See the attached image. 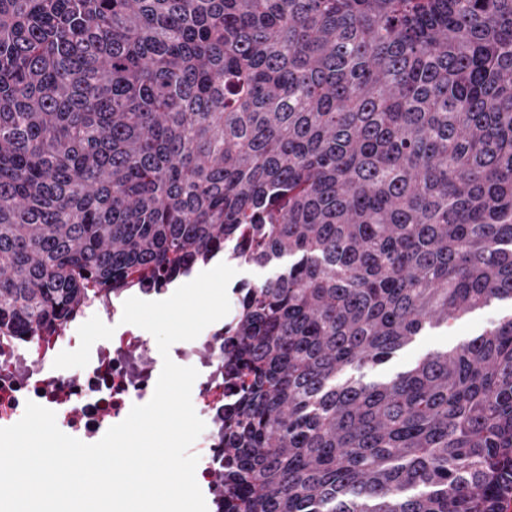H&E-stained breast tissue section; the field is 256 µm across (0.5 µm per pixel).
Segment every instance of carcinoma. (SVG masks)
I'll use <instances>...</instances> for the list:
<instances>
[{
  "label": "carcinoma",
  "instance_id": "cac0c4a2",
  "mask_svg": "<svg viewBox=\"0 0 512 512\" xmlns=\"http://www.w3.org/2000/svg\"><path fill=\"white\" fill-rule=\"evenodd\" d=\"M218 254L223 512H503L512 0H0V332ZM512 315V301L493 302L490 306L463 316L448 330H428L398 351L385 363L367 372V380L391 378L406 371L419 359L435 351L451 349L477 335L492 322Z\"/></svg>",
  "mask_w": 512,
  "mask_h": 512
}]
</instances>
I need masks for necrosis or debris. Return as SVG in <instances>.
Masks as SVG:
<instances>
[{
	"instance_id": "obj_1",
	"label": "necrosis or debris",
	"mask_w": 512,
	"mask_h": 512,
	"mask_svg": "<svg viewBox=\"0 0 512 512\" xmlns=\"http://www.w3.org/2000/svg\"><path fill=\"white\" fill-rule=\"evenodd\" d=\"M122 296L98 292L57 328L17 341L0 335V427L17 423L27 402L56 414L70 436L99 441L132 406L150 401L159 360L141 328L122 323ZM231 315L191 341L171 346L172 360L198 371L192 404L205 429L191 447L199 458L196 480L210 512H221L223 485L214 472L224 460V415L236 404L239 382L225 375L224 328Z\"/></svg>"
}]
</instances>
